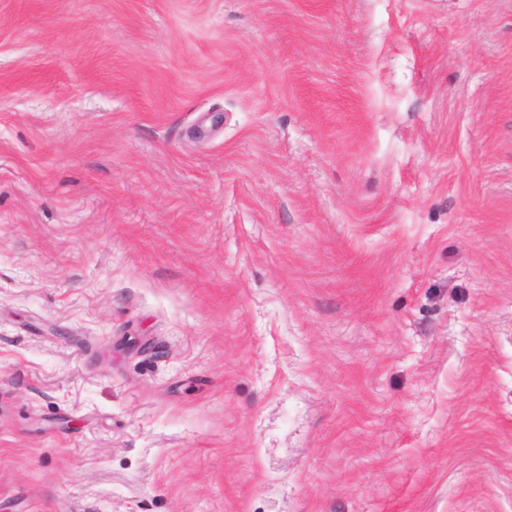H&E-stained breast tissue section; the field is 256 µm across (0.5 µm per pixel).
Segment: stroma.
<instances>
[{
	"instance_id": "1",
	"label": "stroma",
	"mask_w": 512,
	"mask_h": 512,
	"mask_svg": "<svg viewBox=\"0 0 512 512\" xmlns=\"http://www.w3.org/2000/svg\"><path fill=\"white\" fill-rule=\"evenodd\" d=\"M0 512H512V0H0Z\"/></svg>"
}]
</instances>
